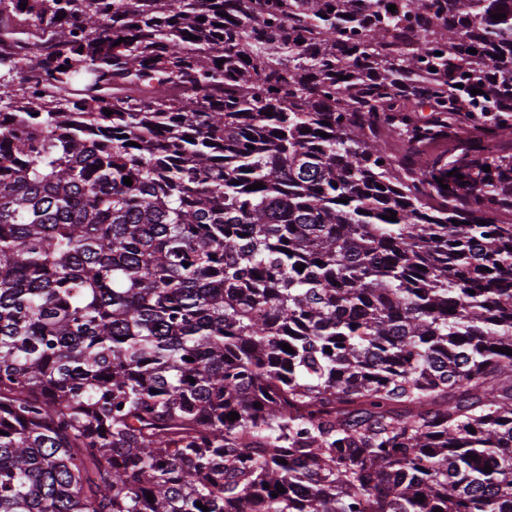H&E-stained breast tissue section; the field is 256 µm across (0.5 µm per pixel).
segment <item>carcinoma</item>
I'll return each instance as SVG.
<instances>
[{
    "instance_id": "carcinoma-1",
    "label": "carcinoma",
    "mask_w": 512,
    "mask_h": 512,
    "mask_svg": "<svg viewBox=\"0 0 512 512\" xmlns=\"http://www.w3.org/2000/svg\"><path fill=\"white\" fill-rule=\"evenodd\" d=\"M503 2L0 0V512H512Z\"/></svg>"
}]
</instances>
